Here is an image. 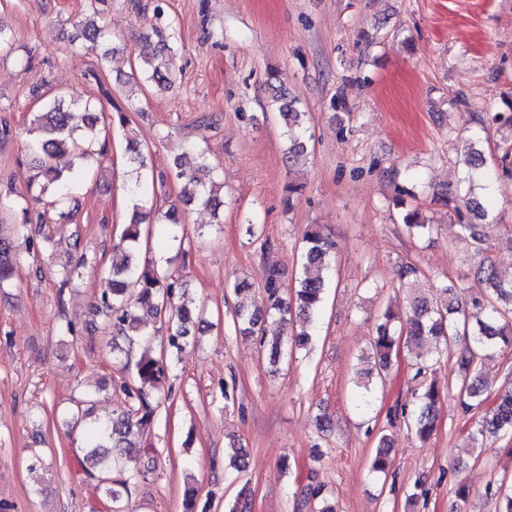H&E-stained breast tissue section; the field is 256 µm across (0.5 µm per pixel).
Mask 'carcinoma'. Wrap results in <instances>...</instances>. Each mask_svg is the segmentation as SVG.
Returning <instances> with one entry per match:
<instances>
[{"instance_id":"cac0c4a2","label":"carcinoma","mask_w":512,"mask_h":512,"mask_svg":"<svg viewBox=\"0 0 512 512\" xmlns=\"http://www.w3.org/2000/svg\"><path fill=\"white\" fill-rule=\"evenodd\" d=\"M78 39L100 51L91 69L95 80H100L104 72V61L110 53L109 39L105 29L91 20L78 23ZM157 37L154 51L138 58L137 71L143 75V82L161 90L169 89L177 78L176 61L168 54V41L174 33L167 28H153ZM278 80L274 71L268 73L267 86L271 90V100L283 126L287 146L288 161L296 165L307 160L311 123L298 96L287 93L282 86L274 85ZM70 101L61 95L45 101L40 111L32 113L31 124L39 130V137L28 145V149L40 157L39 172L42 178L40 192L51 190L53 200L49 202L53 224H62L69 219V213L60 207L63 200L77 188L89 174L83 161L106 160L109 143L102 133L106 131L105 115L82 96L72 92ZM195 164L185 167L181 161L173 162V171L182 184L181 198L186 204H198L205 208L218 209L223 202L217 192L224 188L218 180L216 167L207 153L195 146L189 147ZM465 162L469 168L468 181H487L494 173L485 167V157L481 150L480 138L464 146ZM127 165L133 181L129 187L127 219L120 235L118 247L125 252L119 264L112 265L106 288L102 289L94 305L96 315L102 318L104 330L123 337L127 347L112 344V352L130 355L138 336H157L158 344L147 345L136 358L132 381L124 382L120 389L125 397V405L113 411L105 420L86 421L82 405L68 411L69 426L73 430L83 429L85 437L84 458L99 476L111 472L112 458L130 451V437L134 428L149 424L156 414L157 405L153 392L164 384L173 361V354L181 353L188 343L189 325L198 317L193 310L181 303V276L154 262L140 261L143 246H151L152 230L150 223L158 224L161 230L180 224L179 211L170 207L164 212L151 213L148 207L146 170L147 158L139 146L133 142L127 147ZM402 224L410 236L422 239L433 232L434 225L422 218L419 210H408L401 215ZM492 224H460L463 232L470 234L476 243L473 256L476 273L485 284L484 293L471 299L470 304L454 305L452 289L442 285L434 293L420 292L419 269L414 265L402 267L400 287L412 294L411 310L406 316H398L386 309L379 316L374 336L368 350L374 355L378 371L388 369L392 358L399 353L402 345L419 344L430 339L443 344L450 350L457 342L464 341V350L457 359L458 399L462 413L475 417L470 438H480L500 434L512 435V389L490 397L486 386L476 375V367L502 348L512 346V276L504 278L498 274L485 248L486 230ZM304 243L301 254L304 270L313 267L316 273L305 274L289 301L279 297L276 270H270L265 290L271 300L265 311L250 309L241 303L235 312L234 323L243 336H262L260 344H265L264 324L272 321L278 327V339L269 344L270 360L279 359L283 343L281 337L293 349H305L316 335L318 320L323 308L327 284L323 272L331 269L334 255V242L319 230L318 225H308L302 235ZM17 251L12 242L0 239V288L9 284L14 276ZM95 259L82 253L74 259L66 270L62 287H67L73 277L82 276L83 270L92 266ZM168 312V319L160 326H149L140 312ZM439 359L428 356L415 363L414 380L417 388L412 392L416 399L413 411L401 412L406 426L415 432L417 438L426 441L435 429L437 405L442 391L435 378V365ZM374 389L370 373L359 375L355 392L359 406H371ZM391 466L390 439L382 434L378 438L375 456L371 462L374 473H388ZM130 475L124 480H113L105 492L112 502V512H124L123 502L128 495ZM485 496L494 503V512H512V492L500 488L487 487ZM301 506L310 512H336L324 495L320 486L307 485L299 491Z\"/></svg>"}]
</instances>
